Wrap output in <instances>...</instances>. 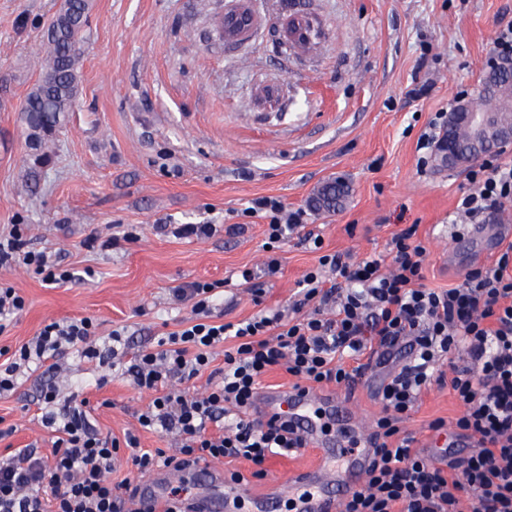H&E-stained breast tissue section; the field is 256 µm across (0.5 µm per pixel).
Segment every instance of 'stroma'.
<instances>
[{"mask_svg":"<svg viewBox=\"0 0 512 512\" xmlns=\"http://www.w3.org/2000/svg\"><path fill=\"white\" fill-rule=\"evenodd\" d=\"M60 4L0 0V235L24 225L34 248L73 277L51 284L19 261L0 268V283L27 303L0 347L85 316L101 341L119 329L128 353L153 347L189 317L169 298L187 281H225V321L250 317L258 306L231 276L265 260V226L258 219L235 235L227 227L260 196L308 208L332 179L348 185V198L308 221L324 251L382 255L393 232L414 224L426 285L460 282L467 249L433 227L448 223L468 190V169H420L417 142L454 93L475 90L512 0H92L77 103L44 147L49 163L37 167L21 107L40 74L42 24ZM234 6L253 15L247 39L222 29ZM294 20L309 23L306 43L289 40ZM426 82L429 94L412 97ZM206 223L217 232L204 241L164 230ZM126 232L133 241L116 249L88 243ZM277 254L282 270L262 306L285 312L317 256L292 240ZM44 384L34 371L0 397V456L50 454ZM58 386L89 399L92 424L117 437L151 400L74 354ZM458 414L448 390L434 386L401 428L431 453L446 437L428 423Z\"/></svg>","mask_w":512,"mask_h":512,"instance_id":"35a3bbf8","label":"stroma"}]
</instances>
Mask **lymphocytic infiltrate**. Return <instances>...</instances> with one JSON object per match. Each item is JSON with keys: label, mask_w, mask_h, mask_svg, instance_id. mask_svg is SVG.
<instances>
[{"label": "lymphocytic infiltrate", "mask_w": 512, "mask_h": 512, "mask_svg": "<svg viewBox=\"0 0 512 512\" xmlns=\"http://www.w3.org/2000/svg\"><path fill=\"white\" fill-rule=\"evenodd\" d=\"M468 181L454 223L497 220L512 206V155L500 152L472 167ZM242 214L265 220L267 246L295 237L319 255L316 269L299 283L291 317L260 308L236 323L215 321L222 285L195 281L169 290L175 304L190 308V317L134 357L126 356L117 329L111 346L99 347L88 317L49 322L17 349L0 348V394L14 391L29 367L48 376L42 423L55 434L50 454L20 448L0 459V512H132L141 490L132 474L160 467L182 471L222 460L234 481L264 478L269 459L302 446L287 423L248 416L269 371L280 368L299 387L346 386L367 366H382L402 352L406 363L379 394L375 459L340 512H512V241L455 286L430 288L416 225L392 234L386 256L356 260L347 252H324L321 235L305 228L306 211L278 198L252 199ZM16 258L46 282L71 278L30 250L17 226L0 238V266ZM219 348L224 364L217 367ZM69 352L120 370L134 389L153 392L137 422L172 437L173 448L143 449L130 431L120 438L102 435L88 418V399H60L55 380ZM201 376L205 390L190 389ZM433 386L448 388L461 413L453 431L440 418L430 430L447 432L452 441L471 438L469 455L456 458L447 448L424 452L401 430ZM120 459L129 471L122 479L116 476ZM241 460L251 463L250 474L236 469Z\"/></svg>", "instance_id": "obj_1"}]
</instances>
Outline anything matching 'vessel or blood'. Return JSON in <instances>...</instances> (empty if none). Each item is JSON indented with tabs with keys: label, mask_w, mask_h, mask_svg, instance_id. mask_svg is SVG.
<instances>
[{
	"label": "vessel or blood",
	"mask_w": 512,
	"mask_h": 512,
	"mask_svg": "<svg viewBox=\"0 0 512 512\" xmlns=\"http://www.w3.org/2000/svg\"><path fill=\"white\" fill-rule=\"evenodd\" d=\"M436 230L439 237L472 245L484 242L490 233L512 235L508 224H472L463 229L440 224ZM257 407L263 420L287 418L305 448L314 452L315 463L254 497L226 478L222 467L193 469L195 512H267L278 499L290 501L294 512H337L342 497L332 493V486L349 491L361 485L375 451L370 431L350 399L330 391L280 387L262 390ZM177 477V472L168 469L153 471L141 486L144 506L165 507L166 488Z\"/></svg>",
	"instance_id": "1"
}]
</instances>
